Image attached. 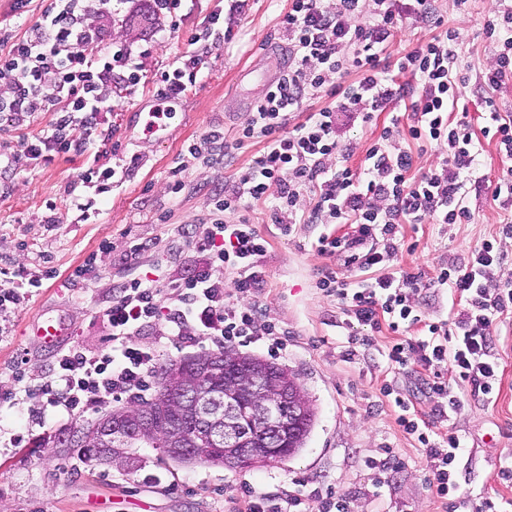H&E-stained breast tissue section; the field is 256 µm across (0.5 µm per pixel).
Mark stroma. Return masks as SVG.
<instances>
[{
    "instance_id": "1",
    "label": "stroma",
    "mask_w": 512,
    "mask_h": 512,
    "mask_svg": "<svg viewBox=\"0 0 512 512\" xmlns=\"http://www.w3.org/2000/svg\"><path fill=\"white\" fill-rule=\"evenodd\" d=\"M220 6V0H200L176 37L146 59L144 87L116 103L115 134L100 162L109 166L136 153L141 164L126 180L112 183L99 215L85 218L72 203L74 195L93 193L79 184L89 166L79 156L23 169L13 189L0 198V259H17L33 270L47 260L60 274L35 289L16 311L10 335L0 338V390L12 385L13 366L22 352L27 355L25 384L44 381L54 352L41 347L33 334L34 325L43 320L63 322L67 341L85 349L104 347L108 331L102 310L113 287L159 266L177 275L191 253L174 235L173 225L205 214L212 190L237 177L262 149V142L254 139L235 150L225 164L189 163L185 189L175 198L167 192L170 172L188 143L215 126L234 133L247 118L243 97H263L266 88L258 83L236 91L237 71L254 64L273 75L285 63L288 44L280 21L291 0H249L245 14L232 26L231 41L212 46L200 59V78L183 98L175 121L157 132L144 130L147 114L157 103L154 73L189 51L198 23ZM437 6L445 24L458 28L464 37L461 65L469 76L464 97L473 128H481L486 94L474 78L494 54L485 36L490 2L468 0L460 8L454 0H438ZM504 166L495 145L484 143L479 169L486 184L480 194L468 198L471 220L404 225L394 265L432 278L440 266L466 257L482 240L496 236L502 212L492 198V186ZM50 200L57 205L58 222L48 228L42 218ZM247 216L257 221L269 243L261 260L267 276L258 297L260 317L287 327L288 352L277 362L298 374L315 411L304 448L284 463L236 471L203 462L181 464L162 458L153 448L133 449L130 457L110 465L89 462L76 449L44 447L45 439L70 422L63 412L42 411L39 400L23 396L14 406L0 407V431L26 435L19 447H0V512H240L241 485L274 494L295 478L309 487H329L346 495L351 512H440L414 439L399 430L379 393L390 378L378 355L387 335L347 357L346 338L338 326L341 311L335 298L323 296L316 287L319 269H336L340 263L319 255L314 243L323 233L342 235L344 225L299 224L288 236L279 225L259 221L255 211ZM132 238L143 242L145 249L131 260L125 250ZM93 251L99 266L95 284L62 287L61 277ZM494 337L501 378L496 402L468 399L448 426L465 443L458 461L462 493L475 495L491 488L512 499V484L496 477L500 459L512 455V314L498 323ZM386 447L403 465L391 473L377 498V472L366 462Z\"/></svg>"
}]
</instances>
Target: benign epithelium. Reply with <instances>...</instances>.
I'll use <instances>...</instances> for the list:
<instances>
[{
    "label": "benign epithelium",
    "instance_id": "benign-epithelium-1",
    "mask_svg": "<svg viewBox=\"0 0 512 512\" xmlns=\"http://www.w3.org/2000/svg\"><path fill=\"white\" fill-rule=\"evenodd\" d=\"M273 383L265 374H255L244 386L224 383L217 394L196 385H186L176 376L166 381L168 398L193 405L201 429L215 445H224V467L249 468L274 463L288 456L287 418L302 417L308 408L303 394L288 395V386L280 385L264 404L254 402L255 395Z\"/></svg>",
    "mask_w": 512,
    "mask_h": 512
}]
</instances>
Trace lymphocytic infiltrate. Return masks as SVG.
<instances>
[{
  "mask_svg": "<svg viewBox=\"0 0 512 512\" xmlns=\"http://www.w3.org/2000/svg\"><path fill=\"white\" fill-rule=\"evenodd\" d=\"M129 0H52L22 36L0 33V183L11 184L18 169L58 156L102 154L104 132L117 88L135 91L143 60L152 46L171 40L191 17L197 0H144L141 21L148 45L135 48L112 40V24L127 12ZM247 0H231L228 10L206 15L192 37L193 49L180 65L160 73L159 102L146 129H164L177 103L197 80L196 65L213 44L224 40L225 16L244 13ZM438 25L440 31L396 60L387 45L406 22ZM435 0H292L280 21L288 42V72L272 83L234 137L213 128L190 143L188 158L223 163L230 149L262 139L264 146L248 167L212 193L203 217L178 225L193 260L177 277L150 271L112 291L103 310L108 344L98 351L65 345L56 353L47 380L34 394L46 406L81 419L112 402L147 401L153 388L161 340L207 341L216 347L260 342L269 352L287 347L286 329L259 322L254 297L266 279L260 260L267 240L240 210L266 204L272 223L292 233L299 224H344L340 236H319V253L336 256L345 269L322 270L317 281L325 296L336 298L348 343L360 334L387 331L392 341L380 356L393 374L420 371L419 395L384 384L397 426L417 443L427 483L445 512H506L507 500L481 490L460 491L457 464L464 453L461 437L440 431V423L459 413L467 397L495 402L500 389L499 361L492 331L512 311V276H502L504 255L496 239L483 240L466 258L440 269L435 278L395 268L391 260L406 224H463L467 204L479 186V147L493 141L502 172L493 199L505 217L499 233L512 236V112L492 107L490 123L474 132L460 111L467 78L459 58L463 37L444 28ZM495 46L479 82L495 92L512 86V0H495L485 25ZM331 88L335 105L290 121L304 99ZM408 102L407 125L392 121L350 165L353 148L343 128L368 123L373 114ZM48 115L38 133L30 127ZM438 150L441 164L414 174L416 153ZM313 192L309 212L296 208L304 192ZM45 266L27 272L21 264L0 263V335L9 333L12 316L43 281L55 278ZM427 287L446 290L452 301L447 319H427L416 297ZM155 335L147 342L145 333ZM433 403L430 415L417 408V396ZM318 512H350L344 496L321 488H297L271 495L246 492L244 512H302L306 501Z\"/></svg>",
  "mask_w": 512,
  "mask_h": 512,
  "instance_id": "lymphocytic-infiltrate-1",
  "label": "lymphocytic infiltrate"
}]
</instances>
